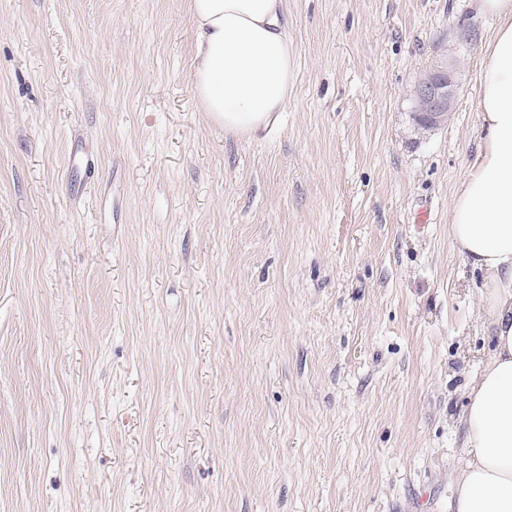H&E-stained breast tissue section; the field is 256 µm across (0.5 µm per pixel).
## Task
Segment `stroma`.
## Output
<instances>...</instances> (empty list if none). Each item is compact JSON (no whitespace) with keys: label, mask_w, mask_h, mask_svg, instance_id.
I'll return each instance as SVG.
<instances>
[{"label":"stroma","mask_w":512,"mask_h":512,"mask_svg":"<svg viewBox=\"0 0 512 512\" xmlns=\"http://www.w3.org/2000/svg\"><path fill=\"white\" fill-rule=\"evenodd\" d=\"M284 15L288 108L247 139L194 97L188 0H0V512H452L493 343L448 208L495 21ZM457 94L458 85L447 61L438 63L413 87L415 123L426 130L446 123Z\"/></svg>","instance_id":"obj_1"}]
</instances>
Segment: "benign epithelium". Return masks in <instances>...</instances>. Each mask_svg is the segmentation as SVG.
<instances>
[{
	"label": "benign epithelium",
	"instance_id": "benign-epithelium-1",
	"mask_svg": "<svg viewBox=\"0 0 512 512\" xmlns=\"http://www.w3.org/2000/svg\"><path fill=\"white\" fill-rule=\"evenodd\" d=\"M458 94V85L448 63L442 61L424 75L413 87L415 123L433 129L448 121Z\"/></svg>",
	"mask_w": 512,
	"mask_h": 512
}]
</instances>
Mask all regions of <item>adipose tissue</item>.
Masks as SVG:
<instances>
[{
    "instance_id": "ef3b65f1",
    "label": "adipose tissue",
    "mask_w": 512,
    "mask_h": 512,
    "mask_svg": "<svg viewBox=\"0 0 512 512\" xmlns=\"http://www.w3.org/2000/svg\"><path fill=\"white\" fill-rule=\"evenodd\" d=\"M283 0H189L197 45L193 93L226 132L251 136L285 111L294 48ZM496 26L482 46L481 145L448 210L454 251L482 274L494 347L459 417L465 455L456 512H512V0H477Z\"/></svg>"
}]
</instances>
